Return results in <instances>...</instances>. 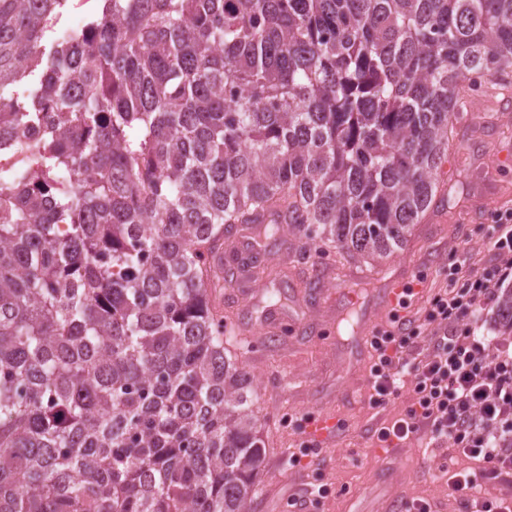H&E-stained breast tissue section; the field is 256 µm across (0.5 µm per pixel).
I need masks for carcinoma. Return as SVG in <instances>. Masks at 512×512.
Returning <instances> with one entry per match:
<instances>
[{"mask_svg": "<svg viewBox=\"0 0 512 512\" xmlns=\"http://www.w3.org/2000/svg\"><path fill=\"white\" fill-rule=\"evenodd\" d=\"M68 2L0 0V512H249L213 262L246 229L271 282L285 232L401 249L462 109L512 94V0H104L60 32Z\"/></svg>", "mask_w": 512, "mask_h": 512, "instance_id": "carcinoma-1", "label": "carcinoma"}]
</instances>
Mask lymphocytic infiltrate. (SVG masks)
I'll return each mask as SVG.
<instances>
[{"mask_svg": "<svg viewBox=\"0 0 512 512\" xmlns=\"http://www.w3.org/2000/svg\"><path fill=\"white\" fill-rule=\"evenodd\" d=\"M493 222L497 234L489 245L496 263L464 281H450L433 299L428 321L434 334L423 354H414L418 333L406 327L378 329L371 338L373 403L398 396L404 375L414 383L407 418L382 428L380 440L403 441L426 425L432 439L481 462L479 476H456L455 486L465 494L512 479V342L480 338L471 327L476 313L512 278V213L494 214Z\"/></svg>", "mask_w": 512, "mask_h": 512, "instance_id": "lymphocytic-infiltrate-1", "label": "lymphocytic infiltrate"}]
</instances>
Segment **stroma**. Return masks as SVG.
I'll return each instance as SVG.
<instances>
[{"label":"stroma","mask_w":512,"mask_h":512,"mask_svg":"<svg viewBox=\"0 0 512 512\" xmlns=\"http://www.w3.org/2000/svg\"><path fill=\"white\" fill-rule=\"evenodd\" d=\"M470 108L444 166L449 207L427 213L384 267L388 274L411 269L423 276L425 295L410 305L414 327L423 325L429 297L447 288L451 268L465 275L494 261L487 245L492 216L512 211V103L478 96ZM275 260L286 278L271 283L245 270L218 300L233 320L238 361L257 382L253 409L267 448L250 512H386L381 477L388 471L402 506L426 499L435 512H474L454 475L478 472V462L449 444H432L423 431L390 456L378 440L381 428L406 416L413 396L407 384L388 404L370 400L373 358L361 351L359 327L370 315L376 327L389 324L377 307L381 282L338 256L302 257L284 245ZM313 264L326 272L309 291L300 281ZM323 415L335 417L334 437L315 455L294 460L311 422ZM321 484L329 495L311 497Z\"/></svg>","instance_id":"1"}]
</instances>
